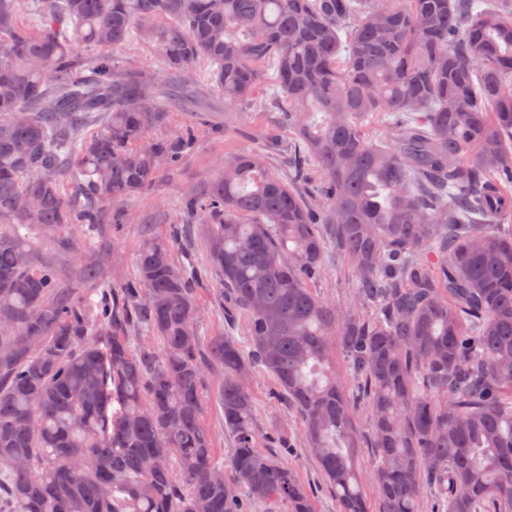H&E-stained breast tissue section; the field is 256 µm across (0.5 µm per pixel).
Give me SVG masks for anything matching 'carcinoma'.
<instances>
[{"mask_svg": "<svg viewBox=\"0 0 512 512\" xmlns=\"http://www.w3.org/2000/svg\"><path fill=\"white\" fill-rule=\"evenodd\" d=\"M27 11L40 29L23 24ZM133 34L177 84L162 90L116 59ZM202 64L227 112L275 68L273 97L295 133L288 178L243 152L206 197L182 199L247 319L250 351L222 336L208 344L234 444L227 471L203 423L199 310L174 259L181 231L145 240L124 287L77 300L31 246L56 240L80 253L77 279L103 283L95 234L132 220L109 206L195 146L194 127L161 130L173 101L191 104ZM367 120L388 140L375 143ZM309 163L326 184L315 204L294 186ZM505 182L512 0H0V512H313L292 469L259 450L257 364L303 424L338 512H368L337 339L368 388L383 512H421L428 493L436 512H512ZM319 207L358 299L379 316L310 288L327 248Z\"/></svg>", "mask_w": 512, "mask_h": 512, "instance_id": "cac0c4a2", "label": "carcinoma"}]
</instances>
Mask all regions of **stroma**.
<instances>
[{
	"label": "stroma",
	"instance_id": "1",
	"mask_svg": "<svg viewBox=\"0 0 512 512\" xmlns=\"http://www.w3.org/2000/svg\"><path fill=\"white\" fill-rule=\"evenodd\" d=\"M271 94L268 85H261L252 107L244 112H228L224 109L223 97L201 83L193 89V108L185 109L179 105L173 108L169 131L197 125L196 147L174 169L160 171L151 189L125 201V208L135 215L133 223L104 226L99 249L103 277L112 287H123L134 279L137 254L147 238L169 236L174 225L187 223V216L179 208L181 197L187 193L205 195L210 182L219 177L225 158L242 151L257 150L268 156L272 170L281 175L287 172L288 157L281 147L290 142L291 131L282 112L272 103ZM34 248L38 259L54 263L64 287L69 288L72 296L80 297L88 292V284L71 277L79 265L77 252L56 250L52 240L45 237L35 240ZM175 259L195 272V297L200 306L198 330L202 340L225 336L240 346H248L245 316L240 314L235 319H228L225 314L227 304L218 296L208 266L202 225L194 227L191 250L177 252ZM312 286L320 296L337 306L343 307L352 301L356 280L335 247H328L322 272ZM221 383V374L206 371L204 423L212 438L215 458L222 464L228 462L233 444L224 428V413L218 402ZM250 387L256 403V426L261 446L277 449L280 458L308 490L315 512H336V496L319 463L308 452L301 422L280 396L273 377L265 368H256Z\"/></svg>",
	"mask_w": 512,
	"mask_h": 512
}]
</instances>
